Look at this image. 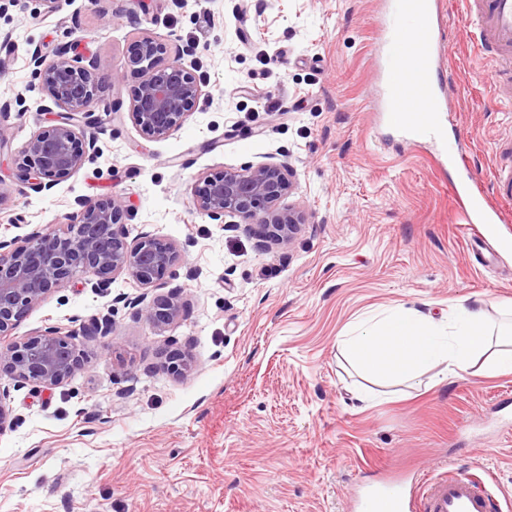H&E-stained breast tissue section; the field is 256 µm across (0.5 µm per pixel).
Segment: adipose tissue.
<instances>
[{
  "label": "adipose tissue",
  "instance_id": "1",
  "mask_svg": "<svg viewBox=\"0 0 512 512\" xmlns=\"http://www.w3.org/2000/svg\"><path fill=\"white\" fill-rule=\"evenodd\" d=\"M339 348L366 381L360 400L370 401L380 387L438 386L476 366L512 372V322L492 326L482 307L462 304L445 322L414 309L375 311L341 336Z\"/></svg>",
  "mask_w": 512,
  "mask_h": 512
}]
</instances>
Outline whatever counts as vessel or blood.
I'll use <instances>...</instances> for the list:
<instances>
[{
  "mask_svg": "<svg viewBox=\"0 0 512 512\" xmlns=\"http://www.w3.org/2000/svg\"><path fill=\"white\" fill-rule=\"evenodd\" d=\"M381 31L378 66L384 76L381 110L389 123L412 137L438 140L446 121L437 52L444 40L437 0H389ZM477 45L500 57L512 56V0H472ZM469 224H503L512 215V182L496 185V205L484 204L471 185L453 186ZM497 503L480 491L471 474L452 471L444 478H416L409 493L375 490L360 502L361 512H495Z\"/></svg>",
  "mask_w": 512,
  "mask_h": 512,
  "instance_id": "vessel-or-blood-1",
  "label": "vessel or blood"
}]
</instances>
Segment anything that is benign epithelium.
<instances>
[{"mask_svg": "<svg viewBox=\"0 0 512 512\" xmlns=\"http://www.w3.org/2000/svg\"><path fill=\"white\" fill-rule=\"evenodd\" d=\"M166 47L150 36L137 41L130 64L141 82L133 98L129 116L148 140L170 135L191 116L202 95L201 83L185 63L193 49L185 47L171 59ZM39 80L41 93L52 106L65 112L58 123L35 132L25 143L16 167L19 176L36 190L48 189L57 179L79 170L86 150L78 143V131L68 116L86 113L97 94L93 57L69 55L61 48L53 57L34 50L29 59ZM294 189L293 172L276 162L227 168L218 176H206L195 190L193 209L222 224L229 217L256 229L263 243L289 245L305 215L295 207L280 203ZM76 219L53 232H36L25 238L0 239V335L6 336L24 314L45 294L63 288L82 277L93 279V287L103 288L114 275L124 273L145 288L155 286L180 260L172 242L150 233L128 242L121 225L125 215L120 198L106 203L77 199ZM146 317L155 324L177 319L182 302L177 297H157L144 304ZM87 363L75 338L58 327L38 331L21 342L0 349V376L18 383H35L46 389L61 385ZM167 369L177 376L192 366L189 354L169 353Z\"/></svg>", "mask_w": 512, "mask_h": 512, "instance_id": "benign-epithelium-1", "label": "benign epithelium"}]
</instances>
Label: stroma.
<instances>
[{"label":"stroma","instance_id":"35a3bbf8","mask_svg":"<svg viewBox=\"0 0 512 512\" xmlns=\"http://www.w3.org/2000/svg\"><path fill=\"white\" fill-rule=\"evenodd\" d=\"M387 0H13L0 32L14 45L0 75V238L70 223L75 201L123 198L128 239L150 232L182 259L154 287L124 274L77 280L31 307L0 346L50 326L75 333L88 358L47 390L0 380L11 423L0 430V512H352L390 478L444 463L490 477L512 512V374L470 373L433 387L362 383L336 339L373 310L447 317L512 305V222L463 228L435 149L400 138L379 110L376 66ZM448 148L494 201L497 145L512 139V105L497 94L500 64L478 54L463 0H441ZM168 54L195 45L203 94L170 136L145 139L129 118L140 82L136 40ZM93 54L99 83L81 140L100 150L48 190L14 160L51 114L29 65L73 42ZM261 161L290 165L286 202L306 222L292 244L260 248L244 224L192 209L201 177ZM178 296L169 325L141 296ZM112 333L90 337V319ZM184 350L183 377L164 365ZM124 362H117L116 354Z\"/></svg>","mask_w":512,"mask_h":512}]
</instances>
